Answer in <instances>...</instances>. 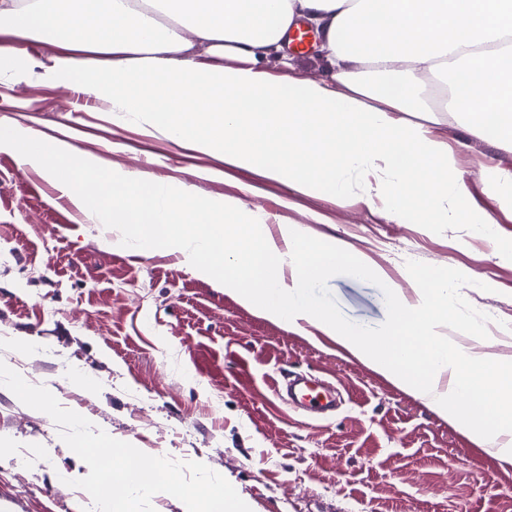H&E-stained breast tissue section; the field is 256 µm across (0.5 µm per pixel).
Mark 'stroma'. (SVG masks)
Here are the masks:
<instances>
[{"mask_svg":"<svg viewBox=\"0 0 512 512\" xmlns=\"http://www.w3.org/2000/svg\"><path fill=\"white\" fill-rule=\"evenodd\" d=\"M12 76L0 81V124L65 137L97 173L186 186L238 200L272 226L300 227L313 248L340 242L376 275L341 264L310 297L348 324L390 320L389 287L412 295L425 273L453 285L449 343L512 320V212L481 167L512 170V154L438 113L472 204L496 212L490 237L475 224L390 220L381 207L304 192L194 141L175 142L146 117L109 111L70 86L37 78L48 38H15ZM277 76L318 80L330 66L318 38L265 64ZM27 355L58 399L112 437L153 456L199 461L223 475L251 512H512V469L421 399L312 325L295 330L196 275L173 248L141 251L125 224L88 222L32 164L0 151V360ZM293 371L330 383L343 404L328 419L294 412L274 393ZM0 512H94L66 485L81 458L53 420L0 385Z\"/></svg>","mask_w":512,"mask_h":512,"instance_id":"stroma-1","label":"stroma"}]
</instances>
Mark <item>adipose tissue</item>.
Listing matches in <instances>:
<instances>
[{
    "label": "adipose tissue",
    "mask_w": 512,
    "mask_h": 512,
    "mask_svg": "<svg viewBox=\"0 0 512 512\" xmlns=\"http://www.w3.org/2000/svg\"><path fill=\"white\" fill-rule=\"evenodd\" d=\"M302 20L319 27L329 79L277 78L263 67ZM33 33L57 48L42 77L66 85L82 73L84 90L111 111L148 114L171 139L339 197L355 178L361 201L383 203L395 220L497 222L472 207L447 142L408 116L453 114L512 154V0H99L91 10L86 0H0V73L18 54L12 37ZM203 54L213 64L200 65ZM2 148L36 164L77 208L97 182L104 204L91 219L134 225L150 250L183 248L199 276L223 269L225 293L335 338L512 467V365L443 337L455 319L447 281L421 279L412 301L394 294L388 327L372 334L309 296L338 263L370 273L348 249H312L285 224L272 237L264 217L236 201L123 172L97 180L93 161H73L59 140L1 126ZM487 406L498 414L492 429L482 422Z\"/></svg>",
    "instance_id": "obj_1"
}]
</instances>
